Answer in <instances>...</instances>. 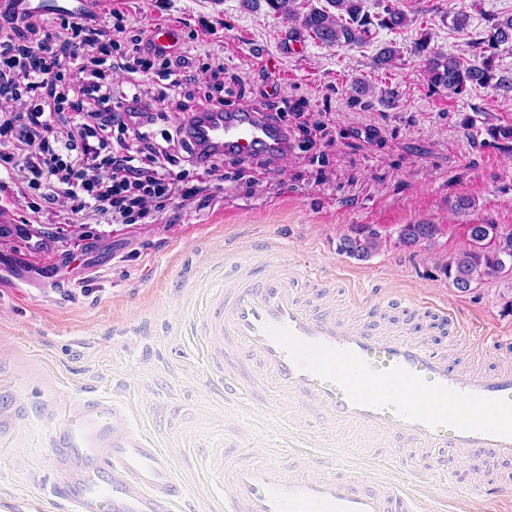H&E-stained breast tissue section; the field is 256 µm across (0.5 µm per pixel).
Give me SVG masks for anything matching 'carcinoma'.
Here are the masks:
<instances>
[{
  "instance_id": "1",
  "label": "carcinoma",
  "mask_w": 512,
  "mask_h": 512,
  "mask_svg": "<svg viewBox=\"0 0 512 512\" xmlns=\"http://www.w3.org/2000/svg\"><path fill=\"white\" fill-rule=\"evenodd\" d=\"M297 0H266L278 16L294 22L291 34L308 33L326 44L360 45L370 36L371 20L364 11L363 0H326V6L301 13ZM486 40L474 43V60L435 55L428 59V76L432 87L461 95L469 86H482L492 79V58L500 45L512 43V18L492 26ZM437 229L432 224H406L399 233L402 244L431 240ZM381 239L374 233H357L344 238L342 250L365 259L377 251ZM512 271V229L497 224L469 226V245L453 257L444 268L454 287L464 293L480 276H497Z\"/></svg>"
}]
</instances>
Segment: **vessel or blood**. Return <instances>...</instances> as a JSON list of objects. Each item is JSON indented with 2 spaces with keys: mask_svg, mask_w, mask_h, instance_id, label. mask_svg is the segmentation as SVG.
Wrapping results in <instances>:
<instances>
[{
  "mask_svg": "<svg viewBox=\"0 0 512 512\" xmlns=\"http://www.w3.org/2000/svg\"><path fill=\"white\" fill-rule=\"evenodd\" d=\"M101 0H10L20 15L97 13ZM204 146L228 156L287 154L288 132L242 107L208 112ZM206 357L224 395L259 410H313L330 430L406 438V457L447 472L456 460L472 473L512 459V366L489 372L453 362L427 339L373 332L334 308L303 304L295 274H255L238 263L210 298L201 322ZM57 456L66 476L54 486L69 512H173L172 459L135 429L126 408L103 397L65 413ZM210 467L224 512H434L424 497L372 480L340 477L335 457L234 448Z\"/></svg>",
  "mask_w": 512,
  "mask_h": 512,
  "instance_id": "vessel-or-blood-1",
  "label": "vessel or blood"
}]
</instances>
